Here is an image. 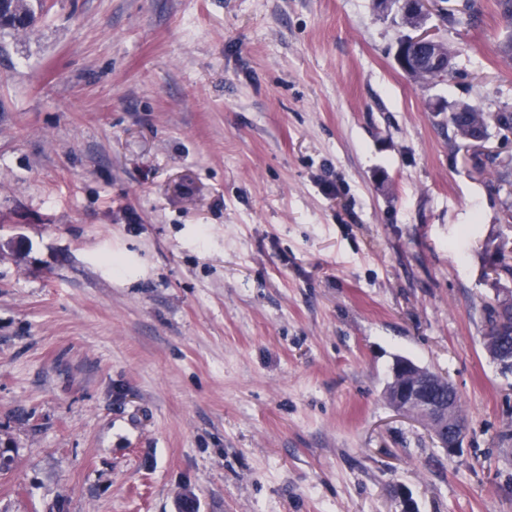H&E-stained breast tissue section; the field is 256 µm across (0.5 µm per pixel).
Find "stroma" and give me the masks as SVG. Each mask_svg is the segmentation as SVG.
Instances as JSON below:
<instances>
[{"label": "stroma", "mask_w": 512, "mask_h": 512, "mask_svg": "<svg viewBox=\"0 0 512 512\" xmlns=\"http://www.w3.org/2000/svg\"><path fill=\"white\" fill-rule=\"evenodd\" d=\"M32 0L0 31V512H512V374L483 349L512 239L495 0ZM442 111H432L433 103ZM443 374L460 455L383 400ZM376 0L379 9L383 13L392 11L394 7L397 10L406 9L408 6H417L421 9L426 18L425 23L411 26L417 34L404 36L398 45L394 55L396 65L404 72L420 71L427 75L428 80L421 74H408L417 83H430L441 81L447 78L451 71L452 59L446 54L447 44L438 37H435L426 28L429 19V9L427 3L437 0ZM471 110V105L463 103L456 106L451 111L452 113H448V124L453 127L455 135L459 138H462L463 133L466 131L483 127L481 123L484 122L486 113L476 107H473V112H471ZM463 112H469L467 118L462 114H457Z\"/></svg>", "instance_id": "obj_1"}]
</instances>
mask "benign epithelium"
I'll use <instances>...</instances> for the list:
<instances>
[{
  "mask_svg": "<svg viewBox=\"0 0 512 512\" xmlns=\"http://www.w3.org/2000/svg\"><path fill=\"white\" fill-rule=\"evenodd\" d=\"M430 0H376L379 9L388 13L392 9L417 6L424 16H429ZM415 35L402 38L394 55L396 65L404 72L420 71L428 81H441L451 71V58L446 54V43L434 36L421 23L412 26ZM494 340L498 344L512 342V326L487 327L482 342ZM457 393L448 378L421 367L406 357L395 358L383 398L397 412L423 425L436 439L448 456L460 453L466 437V424L456 419L452 402Z\"/></svg>",
  "mask_w": 512,
  "mask_h": 512,
  "instance_id": "1",
  "label": "benign epithelium"
}]
</instances>
